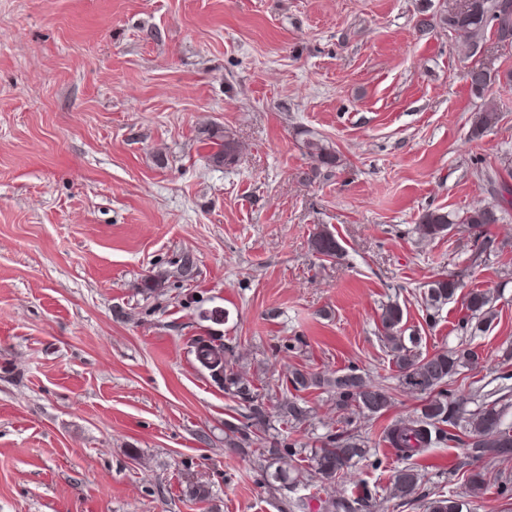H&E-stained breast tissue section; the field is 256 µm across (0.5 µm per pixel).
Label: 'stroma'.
I'll return each mask as SVG.
<instances>
[{
    "label": "stroma",
    "instance_id": "35a3bbf8",
    "mask_svg": "<svg viewBox=\"0 0 512 512\" xmlns=\"http://www.w3.org/2000/svg\"><path fill=\"white\" fill-rule=\"evenodd\" d=\"M439 3L0 0V512H287L286 492L258 484L257 452L224 445L238 404L196 361L200 336H222L274 393L294 364H356L390 387L392 409L360 422L381 467L312 486L323 499L389 487L382 428L423 404L380 339L383 304L422 352L484 355L459 395L512 389V247L474 267L470 226L416 231L426 210L491 203L481 172L512 158V85L480 99L465 79L512 68V44L470 55L420 33ZM491 102L501 120L471 139ZM212 126L235 133L237 164L208 161ZM314 135L333 173L307 154ZM321 229L340 258L313 252ZM185 254L189 282L173 276ZM459 273L493 299L484 333L461 332L457 299L425 320V284ZM213 309L227 321L201 319ZM295 336L303 350L282 352ZM419 462L427 491L464 493L462 449ZM323 141V139L316 138L315 136L307 139L305 144L307 153L318 163V165H320V167L327 169L336 168L338 164L336 152L335 150L331 149L329 145L327 146Z\"/></svg>",
    "mask_w": 512,
    "mask_h": 512
}]
</instances>
